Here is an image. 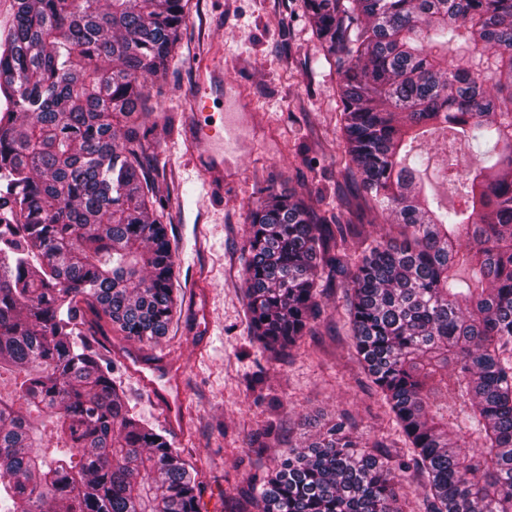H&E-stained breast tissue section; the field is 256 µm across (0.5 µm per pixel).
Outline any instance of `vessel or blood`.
<instances>
[{"instance_id":"vessel-or-blood-1","label":"vessel or blood","mask_w":512,"mask_h":512,"mask_svg":"<svg viewBox=\"0 0 512 512\" xmlns=\"http://www.w3.org/2000/svg\"><path fill=\"white\" fill-rule=\"evenodd\" d=\"M199 70L198 83L193 95L192 123L187 144L192 152L202 156L201 174L207 184L222 181L224 158L236 152L238 138L227 120L218 119L213 112V94L223 89L224 79L215 56L199 55L196 62Z\"/></svg>"}]
</instances>
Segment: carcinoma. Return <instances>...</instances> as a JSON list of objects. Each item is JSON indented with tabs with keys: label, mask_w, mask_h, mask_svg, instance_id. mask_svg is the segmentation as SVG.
Instances as JSON below:
<instances>
[{
	"label": "carcinoma",
	"mask_w": 512,
	"mask_h": 512,
	"mask_svg": "<svg viewBox=\"0 0 512 512\" xmlns=\"http://www.w3.org/2000/svg\"><path fill=\"white\" fill-rule=\"evenodd\" d=\"M187 3L0 0V205L22 218L0 226L4 512H199L185 449L134 418L90 339L113 326L151 342L181 307L140 130ZM303 8L336 57L355 184L340 212L399 232L270 193L244 241L248 330L284 358L343 288L350 347L411 454L394 461L339 418L285 449L236 512H402L411 472L429 512H512V0ZM437 131L451 206L427 183Z\"/></svg>",
	"instance_id": "obj_1"
}]
</instances>
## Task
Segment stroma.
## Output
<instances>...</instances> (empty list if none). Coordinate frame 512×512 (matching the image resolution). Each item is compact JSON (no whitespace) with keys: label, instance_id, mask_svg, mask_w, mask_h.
Wrapping results in <instances>:
<instances>
[{"label":"stroma","instance_id":"1","mask_svg":"<svg viewBox=\"0 0 512 512\" xmlns=\"http://www.w3.org/2000/svg\"><path fill=\"white\" fill-rule=\"evenodd\" d=\"M223 50L224 94L217 104L240 143L224 159V187L207 191L185 158L183 115L203 49ZM143 126L145 165L175 250L180 313L151 343L97 334L140 423L188 448L202 482L201 512H233L241 490L275 465L281 450L348 412L368 441L393 432L390 418L348 346L344 298L323 300L309 336L277 361L251 338L242 297L252 207L269 189L309 195L335 210L347 188L338 77L311 31L301 0H190L180 52ZM186 402L176 429L168 399ZM278 437H264L267 425Z\"/></svg>","mask_w":512,"mask_h":512}]
</instances>
